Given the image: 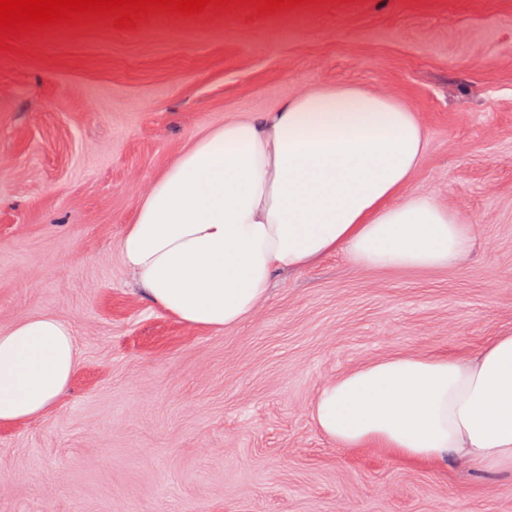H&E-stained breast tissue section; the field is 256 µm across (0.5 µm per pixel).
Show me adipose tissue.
<instances>
[{"mask_svg":"<svg viewBox=\"0 0 512 512\" xmlns=\"http://www.w3.org/2000/svg\"><path fill=\"white\" fill-rule=\"evenodd\" d=\"M405 107L328 86L193 140L153 182L118 251L144 296L182 324L249 319L275 275L342 253L356 269L444 268L474 236L406 193L425 150ZM79 363L73 328L51 314L0 327V424L46 416ZM312 417L344 448L412 463L454 455L512 472V332L473 355H392L324 383Z\"/></svg>","mask_w":512,"mask_h":512,"instance_id":"1","label":"adipose tissue"}]
</instances>
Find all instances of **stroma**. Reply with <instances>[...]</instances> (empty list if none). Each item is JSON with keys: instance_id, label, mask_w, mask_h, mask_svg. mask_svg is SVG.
<instances>
[{"instance_id": "stroma-1", "label": "stroma", "mask_w": 512, "mask_h": 512, "mask_svg": "<svg viewBox=\"0 0 512 512\" xmlns=\"http://www.w3.org/2000/svg\"><path fill=\"white\" fill-rule=\"evenodd\" d=\"M354 84L416 112L406 191L476 234L442 269L341 254L240 325L146 300L118 240L161 170L225 121ZM50 313L80 361L48 415L0 425V512H512V474L339 447L319 387L512 331V0H307L60 27L0 51V326Z\"/></svg>"}]
</instances>
